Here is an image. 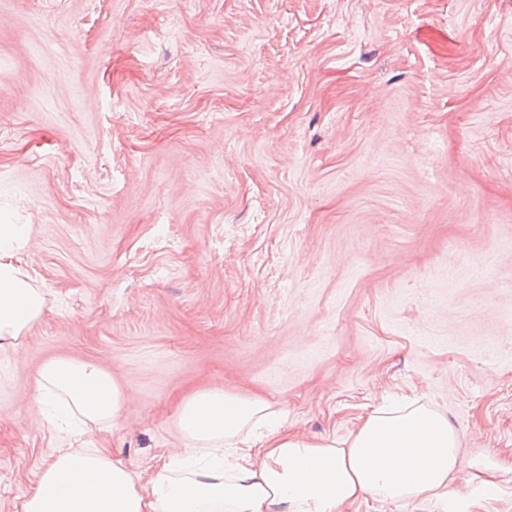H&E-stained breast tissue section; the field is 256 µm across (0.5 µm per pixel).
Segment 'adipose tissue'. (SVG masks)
<instances>
[{"instance_id":"1","label":"adipose tissue","mask_w":512,"mask_h":512,"mask_svg":"<svg viewBox=\"0 0 512 512\" xmlns=\"http://www.w3.org/2000/svg\"><path fill=\"white\" fill-rule=\"evenodd\" d=\"M26 224L0 225V346L19 348L45 310L17 255ZM35 402L56 432L88 435L117 423L126 394L110 372L57 357L41 368ZM177 424L184 450L142 491L101 448L61 452L41 470L19 512H343L356 502L447 499L464 469L447 414L414 401L373 410L342 441L288 432L263 399L207 389L186 398Z\"/></svg>"}]
</instances>
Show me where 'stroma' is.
Segmentation results:
<instances>
[{"mask_svg": "<svg viewBox=\"0 0 512 512\" xmlns=\"http://www.w3.org/2000/svg\"><path fill=\"white\" fill-rule=\"evenodd\" d=\"M0 224L47 298L0 348V512L62 448L149 488L210 388L309 440L421 398L498 495L345 512H512V0H0ZM55 357L116 426L46 424ZM34 400L47 412V421L57 433L79 422L80 434L88 435L117 424L126 394L101 366L57 357L42 366Z\"/></svg>", "mask_w": 512, "mask_h": 512, "instance_id": "1", "label": "stroma"}]
</instances>
